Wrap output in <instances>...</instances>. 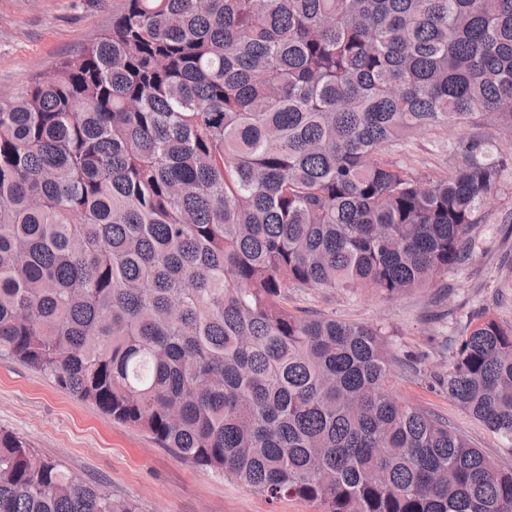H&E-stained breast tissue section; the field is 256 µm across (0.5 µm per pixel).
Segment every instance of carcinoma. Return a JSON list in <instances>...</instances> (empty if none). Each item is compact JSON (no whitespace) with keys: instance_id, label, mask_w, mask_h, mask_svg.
Returning a JSON list of instances; mask_svg holds the SVG:
<instances>
[{"instance_id":"cac0c4a2","label":"carcinoma","mask_w":512,"mask_h":512,"mask_svg":"<svg viewBox=\"0 0 512 512\" xmlns=\"http://www.w3.org/2000/svg\"><path fill=\"white\" fill-rule=\"evenodd\" d=\"M445 124L512 133V0H122L0 98V355L270 501L512 512V471L395 395L385 327L288 309L468 264L493 139L386 158ZM447 351L432 385L512 447V326ZM0 512L135 509L0 431Z\"/></svg>"}]
</instances>
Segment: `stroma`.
Segmentation results:
<instances>
[{
    "label": "stroma",
    "mask_w": 512,
    "mask_h": 512,
    "mask_svg": "<svg viewBox=\"0 0 512 512\" xmlns=\"http://www.w3.org/2000/svg\"><path fill=\"white\" fill-rule=\"evenodd\" d=\"M120 0H0V92L23 94L32 81L112 24ZM490 135L471 126L415 134L397 159L420 176L446 170L448 145ZM481 246L469 264L434 287L392 299L371 288L352 292L289 291L298 312L386 326L388 342L402 362L395 393L465 433L498 468L512 469V447L464 412L425 373L448 367L444 342L478 312L512 325V167L481 211ZM0 430L12 433L43 457L60 461L87 483L136 512H316L296 497L267 501L236 481L178 458L140 429L125 426L95 406L62 391L45 374L0 356Z\"/></svg>",
    "instance_id": "35a3bbf8"
}]
</instances>
